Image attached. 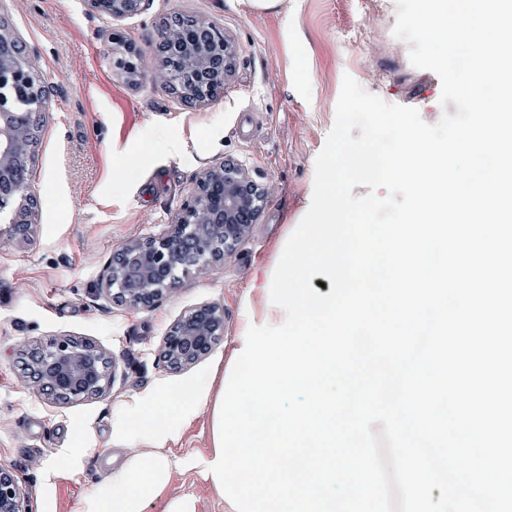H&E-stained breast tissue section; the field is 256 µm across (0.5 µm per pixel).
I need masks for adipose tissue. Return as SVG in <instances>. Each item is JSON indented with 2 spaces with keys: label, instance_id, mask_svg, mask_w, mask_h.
Segmentation results:
<instances>
[{
  "label": "adipose tissue",
  "instance_id": "adipose-tissue-1",
  "mask_svg": "<svg viewBox=\"0 0 512 512\" xmlns=\"http://www.w3.org/2000/svg\"><path fill=\"white\" fill-rule=\"evenodd\" d=\"M222 386L217 371L211 370L184 382L185 397H175L160 385L129 402L112 427L115 464L74 512H146L156 501L163 502V512H196L191 497L169 492L176 471L169 444L201 411L214 410Z\"/></svg>",
  "mask_w": 512,
  "mask_h": 512
}]
</instances>
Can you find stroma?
Segmentation results:
<instances>
[{
  "instance_id": "1",
  "label": "stroma",
  "mask_w": 512,
  "mask_h": 512,
  "mask_svg": "<svg viewBox=\"0 0 512 512\" xmlns=\"http://www.w3.org/2000/svg\"><path fill=\"white\" fill-rule=\"evenodd\" d=\"M175 12L214 21L237 47L223 93L194 107L154 79L157 31ZM0 20L34 52L52 91L30 178L32 230L19 239L0 221V467L21 479L31 512H71L105 477L96 464L112 458L124 402L158 384L178 388L228 356L251 288L277 265L280 241L310 207L344 76L430 124L457 108L441 103L438 76L413 67L407 44L394 38L395 0H283L269 11L251 0H146L123 18L87 0H0ZM116 31L144 55L137 84L116 71ZM162 133L177 146L161 147ZM129 158L130 173L122 166ZM227 159L269 189L249 237L223 261L182 276L152 307L97 294L113 251L166 232L199 174ZM205 303L223 306V338L190 367L169 370L159 358L165 333ZM59 336L91 341L113 358L110 388L64 402L27 380L20 345ZM77 440L93 453L71 479L62 466Z\"/></svg>"
}]
</instances>
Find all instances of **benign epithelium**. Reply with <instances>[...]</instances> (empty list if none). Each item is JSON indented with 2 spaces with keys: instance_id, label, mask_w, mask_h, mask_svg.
Instances as JSON below:
<instances>
[{
  "instance_id": "1",
  "label": "benign epithelium",
  "mask_w": 512,
  "mask_h": 512,
  "mask_svg": "<svg viewBox=\"0 0 512 512\" xmlns=\"http://www.w3.org/2000/svg\"><path fill=\"white\" fill-rule=\"evenodd\" d=\"M96 11L114 18L139 8L141 0H87ZM196 32H185L173 24L161 26L162 41L174 47L186 72L195 83L180 85L170 71L161 69L166 90L181 98L203 100L201 88L224 85L234 71L236 46L230 37L207 34L218 26L206 19H195ZM31 55L19 41L0 26V89L40 84L37 104L19 109L14 101L0 94V210L13 212L18 220L11 231L23 235L28 217L37 206L29 193L27 169L23 165L32 136L31 115L43 111L49 87L31 66ZM119 74L135 84L145 76L142 51L133 46L116 63ZM267 189L256 182L239 164L226 161L202 173L190 200L171 230L148 240H131L117 249L99 293L112 302L133 308H148L175 289L179 275L198 272L213 262L217 248L231 253L249 235ZM224 334V309L202 304L185 313L163 337L160 357L171 370H182L207 355ZM20 352L37 356V366L29 374L43 393L70 395L82 399L102 394L111 380L114 367L106 365L107 353L90 341L69 337L44 345H23ZM0 512H26L23 493L15 475L0 468Z\"/></svg>"
}]
</instances>
